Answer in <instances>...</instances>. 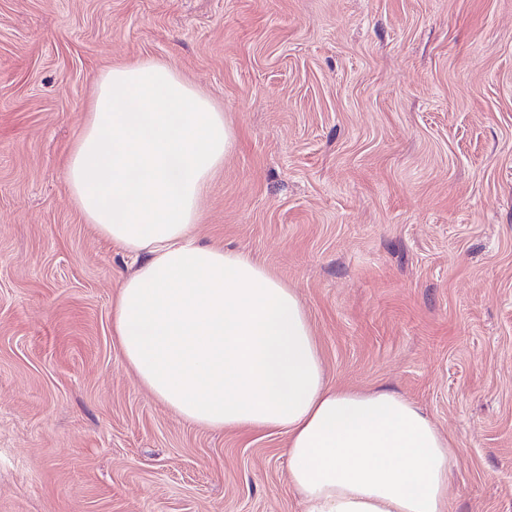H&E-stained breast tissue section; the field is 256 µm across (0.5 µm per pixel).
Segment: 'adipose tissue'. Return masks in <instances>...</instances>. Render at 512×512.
Returning a JSON list of instances; mask_svg holds the SVG:
<instances>
[{"label": "adipose tissue", "mask_w": 512, "mask_h": 512, "mask_svg": "<svg viewBox=\"0 0 512 512\" xmlns=\"http://www.w3.org/2000/svg\"><path fill=\"white\" fill-rule=\"evenodd\" d=\"M234 132L157 60L98 80L67 162L88 223L129 255L112 332L140 384L185 420L287 438L304 512H448L456 455L412 401L330 386L295 289L245 251L199 244Z\"/></svg>", "instance_id": "1"}]
</instances>
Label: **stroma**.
Returning <instances> with one entry per match:
<instances>
[{
  "instance_id": "stroma-1",
  "label": "stroma",
  "mask_w": 512,
  "mask_h": 512,
  "mask_svg": "<svg viewBox=\"0 0 512 512\" xmlns=\"http://www.w3.org/2000/svg\"><path fill=\"white\" fill-rule=\"evenodd\" d=\"M138 59L234 130L200 242L295 288L332 385L428 414L449 512H512V0H0V512H302L284 435L183 420L112 334L129 259L66 161Z\"/></svg>"
}]
</instances>
